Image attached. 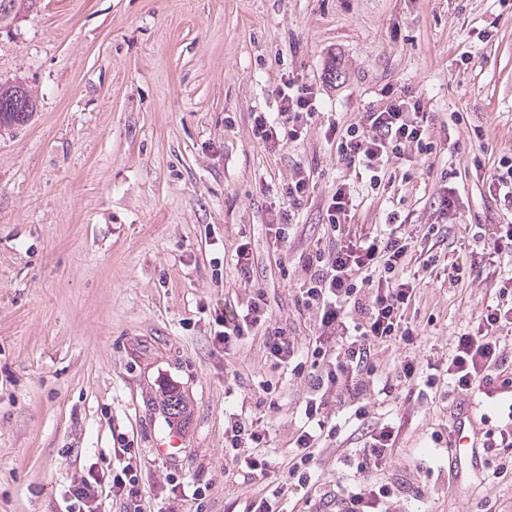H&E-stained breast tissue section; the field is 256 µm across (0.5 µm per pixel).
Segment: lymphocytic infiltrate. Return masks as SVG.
Listing matches in <instances>:
<instances>
[{
    "label": "lymphocytic infiltrate",
    "instance_id": "f902f5d3",
    "mask_svg": "<svg viewBox=\"0 0 512 512\" xmlns=\"http://www.w3.org/2000/svg\"><path fill=\"white\" fill-rule=\"evenodd\" d=\"M277 97L276 116L252 115L253 135L272 150L298 141L320 114L313 88L295 77L282 83ZM325 138L335 145L344 173L325 204V222L336 235L335 243L304 256V275L297 287L298 302L316 316L313 341L304 348L290 327H270V310L259 289L245 306L226 305L215 318L217 343L230 348L262 336L267 358L290 368L308 388L304 421L279 464L255 452L266 440L267 428L259 420L230 414L224 438L233 466L260 483L273 469L282 471L271 493L246 502L243 512H277L279 499L297 488L304 491L308 512H403L405 500L424 497L427 488L378 481L392 456L394 426L373 425L361 448L342 455V463L354 467L356 476L337 482L334 493L321 491L313 481L318 448L341 433L333 411L349 409L355 418H363L374 391L389 398L414 388L424 399L444 375L458 394L512 399V354L505 351V333L512 330V299L483 305L475 328L457 336L447 362L435 364L432 373H423L409 356L392 371L377 361L379 350L417 344L418 329L407 312L416 301L418 285L403 275L413 259V245L401 233L397 214H388L385 224L369 229L355 224L359 186L365 181L371 190L387 189L393 162L411 153L431 154L429 115L421 101L389 94L384 105L366 108L358 122L329 124ZM106 491L123 499L125 512H146L138 479L128 468L113 473L105 484L75 485L67 512H88Z\"/></svg>",
    "mask_w": 512,
    "mask_h": 512
}]
</instances>
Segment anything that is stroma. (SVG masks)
<instances>
[{"mask_svg": "<svg viewBox=\"0 0 512 512\" xmlns=\"http://www.w3.org/2000/svg\"><path fill=\"white\" fill-rule=\"evenodd\" d=\"M291 74L323 113L272 151L252 115L276 111ZM0 82L38 100L26 124L0 128V512H65L74 485L126 466L148 512H242L259 494L225 457L224 424L233 412L263 420L266 453L284 455L306 388L261 340L215 345L214 319L260 288L273 321L308 344L300 257L332 242L323 205L341 169L323 127L357 122L387 91L459 119L435 129L433 154L394 164V184L355 218L394 212L420 237L440 220L441 187L462 190L432 262L407 269L419 364L447 359L512 276L511 256L473 239L476 225L512 222L482 180L512 157V0H39L0 29ZM300 168L314 189L279 247L267 223ZM244 242L247 280L232 259ZM461 251L475 266L456 284L443 267ZM165 384L192 407L183 430L155 402ZM458 400L444 381L425 402L370 398L368 423L398 429L381 481L411 478L426 457L430 493L412 512L512 503V476L493 464L449 481L441 436Z\"/></svg>", "mask_w": 512, "mask_h": 512, "instance_id": "35a3bbf8", "label": "stroma"}]
</instances>
